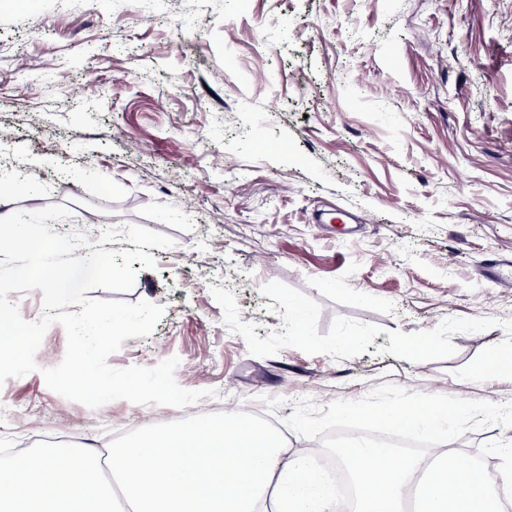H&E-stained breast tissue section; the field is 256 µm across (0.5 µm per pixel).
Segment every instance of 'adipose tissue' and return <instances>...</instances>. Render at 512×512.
I'll return each instance as SVG.
<instances>
[{"label": "adipose tissue", "instance_id": "ef3b65f1", "mask_svg": "<svg viewBox=\"0 0 512 512\" xmlns=\"http://www.w3.org/2000/svg\"><path fill=\"white\" fill-rule=\"evenodd\" d=\"M375 419L393 427L408 423L429 438L443 439L456 416L431 403L389 406ZM357 481L353 512H404L408 495H416L418 512H502L499 485L481 468L457 479L448 465L449 450L431 458H405L390 448H351L347 451Z\"/></svg>", "mask_w": 512, "mask_h": 512}]
</instances>
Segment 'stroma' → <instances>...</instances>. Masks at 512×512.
<instances>
[{"instance_id":"obj_1","label":"stroma","mask_w":512,"mask_h":512,"mask_svg":"<svg viewBox=\"0 0 512 512\" xmlns=\"http://www.w3.org/2000/svg\"><path fill=\"white\" fill-rule=\"evenodd\" d=\"M5 157L21 168L11 181L44 190L4 209L62 204L57 233L138 224L172 239L131 290L91 295L165 309L110 365L176 356L177 383L207 396L183 409L68 400L41 374L66 353L55 324L38 371L0 386L17 411L0 435L106 448L169 417L257 403L301 455L317 441L283 420L305 397L323 407L392 383L512 402V380L455 376L502 328L453 335L444 359L377 352L392 330L512 319V288L483 277L512 258V0H0ZM323 212L350 218L316 223ZM272 281L319 303L320 334L338 317L379 326L373 349L251 354L212 289L232 291L264 338L282 325L261 293ZM511 440L492 426L452 447L493 475Z\"/></svg>"}]
</instances>
